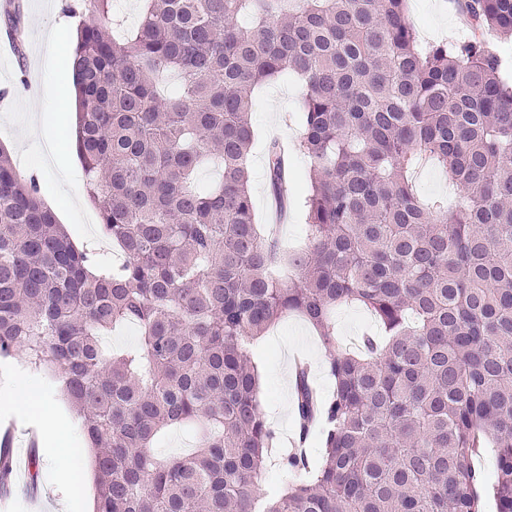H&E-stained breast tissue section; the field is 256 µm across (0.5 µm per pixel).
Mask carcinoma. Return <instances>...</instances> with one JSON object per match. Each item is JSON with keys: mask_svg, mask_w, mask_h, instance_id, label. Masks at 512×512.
<instances>
[{"mask_svg": "<svg viewBox=\"0 0 512 512\" xmlns=\"http://www.w3.org/2000/svg\"><path fill=\"white\" fill-rule=\"evenodd\" d=\"M118 40L114 0H80L74 145L116 266L71 240L0 149V359L55 372L91 448L94 512H484L471 457L497 448L512 512V79L485 40L512 0H456L471 37L419 47L408 0H143ZM302 84L310 247L260 231L250 191L252 92ZM463 196L422 199L416 165ZM213 165L219 182L202 189ZM273 193L287 197L271 144ZM291 269L288 282L280 272ZM357 304L382 339L356 348L333 315ZM301 315L336 351L330 399L295 372L318 465L278 453L250 341ZM137 326V343L104 337ZM172 428L190 454L153 452ZM297 474L255 495L273 455Z\"/></svg>", "mask_w": 512, "mask_h": 512, "instance_id": "cac0c4a2", "label": "carcinoma"}]
</instances>
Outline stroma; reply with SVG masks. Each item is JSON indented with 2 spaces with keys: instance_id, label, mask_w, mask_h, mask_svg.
<instances>
[{
  "instance_id": "35a3bbf8",
  "label": "stroma",
  "mask_w": 512,
  "mask_h": 512,
  "mask_svg": "<svg viewBox=\"0 0 512 512\" xmlns=\"http://www.w3.org/2000/svg\"><path fill=\"white\" fill-rule=\"evenodd\" d=\"M25 27L24 43L18 51L0 49V145L9 149L14 165L21 173L37 172L42 197L66 225L76 244L97 243L100 225L97 213L88 202L84 188L82 164L72 147H64L56 159H48L44 144L21 135L29 121L25 102L38 97L44 107L47 127L66 134L69 114L55 111L52 91L70 76L69 58L74 48L78 18L65 14L62 0H18ZM409 15L422 42H455L466 31L457 22L453 0H409ZM60 24L62 41L53 64L40 72L32 65L43 51L45 35L52 24ZM253 118L255 140L250 155V184L255 213L260 224L269 220L271 187L266 168V146L277 139L293 144L302 135L300 88L294 80L278 79L259 88L254 94ZM310 163L297 155L290 160L292 177L288 187V218L279 235L289 249H300L308 242L306 214L300 203L308 187ZM300 355L310 368L311 379L319 394H327L331 380L325 370L330 352L314 329L301 317L290 316L272 326L255 344L253 359L262 382L261 411L282 436L298 433L293 406V385L286 382L293 373V355ZM0 422L14 425L13 444L16 460L25 461L29 433L40 426L42 442L38 444L40 475L36 486L11 479L7 496H0V512H85L96 496L93 474L81 453L70 457L68 483L52 479V447L57 435L53 422H40L36 407H15L0 402Z\"/></svg>"
}]
</instances>
